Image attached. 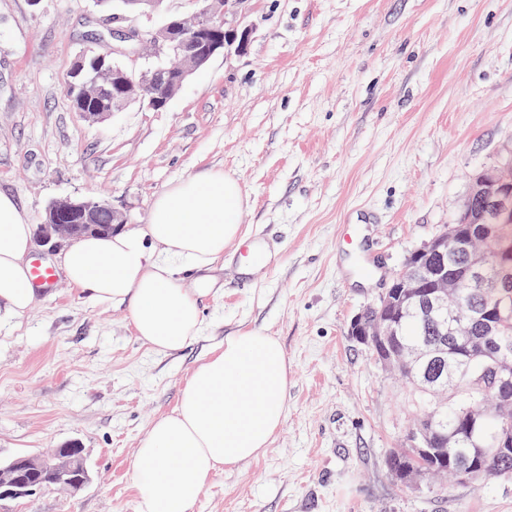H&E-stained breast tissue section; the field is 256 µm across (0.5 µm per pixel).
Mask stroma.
Here are the masks:
<instances>
[{"instance_id": "35a3bbf8", "label": "stroma", "mask_w": 512, "mask_h": 512, "mask_svg": "<svg viewBox=\"0 0 512 512\" xmlns=\"http://www.w3.org/2000/svg\"><path fill=\"white\" fill-rule=\"evenodd\" d=\"M245 12L246 50L214 57L164 110L91 123L65 78L103 25L95 0H0V192L32 224L54 200L95 196L144 224L168 186L221 169L248 199L246 240L280 249L245 284V243L185 273L217 289L179 351L155 352L127 307L91 306L62 278L0 320V458L76 440L91 472L79 493L49 488L0 512H137L140 440L244 329L285 352V420L193 512H512V478L400 485L387 457L412 428L409 393L348 334L512 146V0H247Z\"/></svg>"}]
</instances>
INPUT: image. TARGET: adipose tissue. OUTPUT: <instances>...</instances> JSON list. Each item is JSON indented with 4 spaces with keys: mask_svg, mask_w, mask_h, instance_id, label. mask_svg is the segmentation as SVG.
<instances>
[{
    "mask_svg": "<svg viewBox=\"0 0 512 512\" xmlns=\"http://www.w3.org/2000/svg\"><path fill=\"white\" fill-rule=\"evenodd\" d=\"M243 189L223 170L179 180L153 200L147 224L88 234L59 256L69 284L99 306H128L137 338L159 353L203 330L200 289L184 269H207L238 242ZM28 214L0 193V310L23 317L37 302L26 256ZM288 363L275 337L246 329L196 367L176 408L158 417L131 465L139 512H191L222 469L258 457L285 418Z\"/></svg>",
    "mask_w": 512,
    "mask_h": 512,
    "instance_id": "adipose-tissue-1",
    "label": "adipose tissue"
}]
</instances>
